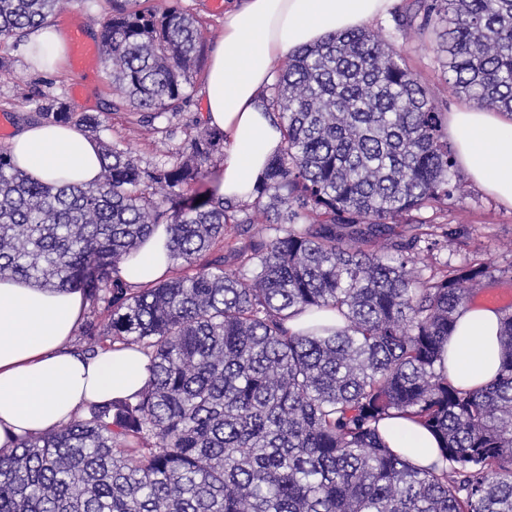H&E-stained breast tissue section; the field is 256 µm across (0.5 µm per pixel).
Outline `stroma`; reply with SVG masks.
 <instances>
[{
    "label": "stroma",
    "mask_w": 512,
    "mask_h": 512,
    "mask_svg": "<svg viewBox=\"0 0 512 512\" xmlns=\"http://www.w3.org/2000/svg\"><path fill=\"white\" fill-rule=\"evenodd\" d=\"M143 6L157 10L175 7L198 18L204 26L205 49L213 51L224 31V11L231 0H224L222 9H215L213 0H141ZM112 0H72L66 11L58 14L53 23L62 31L82 26L90 41H97L104 18L112 12ZM441 23L430 21L416 24L394 46L405 57L418 80L429 89L443 112L465 105L467 99L446 82L440 51ZM206 71L198 69L193 76L188 102L180 112L157 119V126H172L170 140L157 142L152 136L133 131L132 112L109 111L112 87L105 72L81 74L63 64L59 71L37 68L30 64L25 44L0 43V125L8 134L22 126L37 123V106L42 98L62 101L70 111L99 114L105 117L101 133L104 141L130 148L141 165L148 166L174 160L188 138L203 120L202 87ZM464 194L447 222L459 233L460 247L456 253L436 251L438 262L459 264L465 258L486 263L491 275L477 286L473 302L495 294L512 297V208L497 204L472 183H465Z\"/></svg>",
    "instance_id": "stroma-1"
}]
</instances>
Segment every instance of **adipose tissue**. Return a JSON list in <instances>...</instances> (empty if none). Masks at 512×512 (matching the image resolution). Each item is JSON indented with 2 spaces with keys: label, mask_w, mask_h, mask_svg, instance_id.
Wrapping results in <instances>:
<instances>
[{
  "label": "adipose tissue",
  "mask_w": 512,
  "mask_h": 512,
  "mask_svg": "<svg viewBox=\"0 0 512 512\" xmlns=\"http://www.w3.org/2000/svg\"><path fill=\"white\" fill-rule=\"evenodd\" d=\"M396 0H243L224 13V34L205 77L206 122L224 131L220 194L248 202L282 132L263 95L272 63L328 35L384 20ZM448 134L472 183L512 208V116L465 106L448 115ZM10 149L29 176L88 184L101 172L95 141L76 127L29 125ZM170 234L158 227L125 259L120 277L135 288L167 278ZM89 305L80 291L52 292L23 280H0V454L18 439L82 416L89 404L135 399L149 378V358L137 346L116 345L97 356L74 352V331ZM499 317L474 308L458 320L445 346L449 378L475 388L500 365ZM389 448L416 465L439 461V442L426 427L396 416L383 421Z\"/></svg>",
  "instance_id": "1"
}]
</instances>
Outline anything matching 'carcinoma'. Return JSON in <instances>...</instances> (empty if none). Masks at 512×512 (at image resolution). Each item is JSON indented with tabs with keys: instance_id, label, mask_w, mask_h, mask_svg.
Returning <instances> with one entry per match:
<instances>
[{
	"instance_id": "obj_1",
	"label": "carcinoma",
	"mask_w": 512,
	"mask_h": 512,
	"mask_svg": "<svg viewBox=\"0 0 512 512\" xmlns=\"http://www.w3.org/2000/svg\"><path fill=\"white\" fill-rule=\"evenodd\" d=\"M68 0H0V40L52 25ZM446 23L444 74L457 92L512 114V0H430ZM200 21L115 4L100 52L112 110L154 134L187 102L204 56ZM267 107L285 143L251 203L216 188L183 195L224 154L204 128L180 161L143 166L102 143L93 184L42 182L0 147V280L80 290L107 323L87 321L84 352L116 343L150 357L133 401L91 403L77 420L0 456V512H512V312L500 316L489 384L448 378L444 346L488 269L463 262L423 276L417 246L457 241L428 222L410 241H358L413 212L454 208L462 191L445 117L392 43L369 29L334 34L278 68ZM49 123L92 135L53 100ZM265 219V237L196 266L228 226ZM165 224L175 264L195 272L133 288L120 263ZM332 309L341 326L293 333L288 320ZM402 415L440 440L443 465L389 449L380 423Z\"/></svg>"
}]
</instances>
